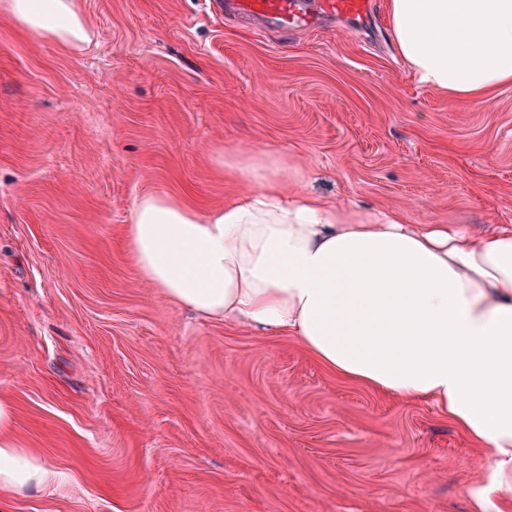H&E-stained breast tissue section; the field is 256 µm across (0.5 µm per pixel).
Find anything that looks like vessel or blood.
I'll use <instances>...</instances> for the list:
<instances>
[{"label": "vessel or blood", "mask_w": 512, "mask_h": 512, "mask_svg": "<svg viewBox=\"0 0 512 512\" xmlns=\"http://www.w3.org/2000/svg\"><path fill=\"white\" fill-rule=\"evenodd\" d=\"M233 14L280 31L317 30L333 19L365 24L371 13L370 0H233Z\"/></svg>", "instance_id": "1"}]
</instances>
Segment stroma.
<instances>
[{
  "instance_id": "stroma-1",
  "label": "stroma",
  "mask_w": 512,
  "mask_h": 512,
  "mask_svg": "<svg viewBox=\"0 0 512 512\" xmlns=\"http://www.w3.org/2000/svg\"><path fill=\"white\" fill-rule=\"evenodd\" d=\"M376 27L257 34L207 0H77L84 48L0 16V400L58 474L0 512H512L489 453L427 402L141 279L135 199L199 210L285 159L340 207L512 226V87L453 102Z\"/></svg>"
}]
</instances>
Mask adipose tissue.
Segmentation results:
<instances>
[{
  "label": "adipose tissue",
  "instance_id": "obj_1",
  "mask_svg": "<svg viewBox=\"0 0 512 512\" xmlns=\"http://www.w3.org/2000/svg\"><path fill=\"white\" fill-rule=\"evenodd\" d=\"M0 13L30 35L92 42L75 0H0ZM386 13L419 87L480 103L512 86V0H387ZM228 167L247 189L224 207L136 199L125 243L140 277L201 316L295 337L341 378L434 402L512 488V227L408 224L288 191L271 159ZM12 421L0 402V492L44 489L56 474L18 447Z\"/></svg>",
  "mask_w": 512,
  "mask_h": 512
}]
</instances>
